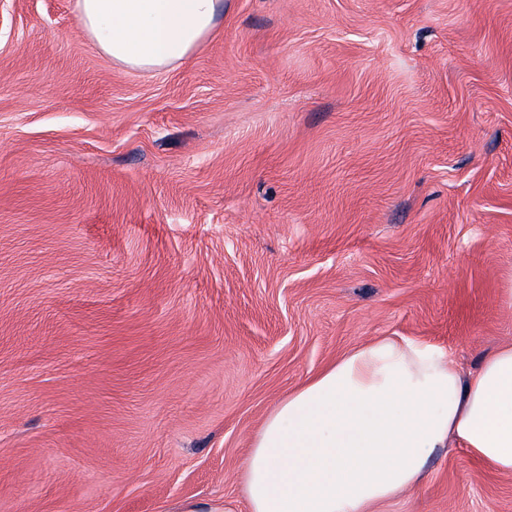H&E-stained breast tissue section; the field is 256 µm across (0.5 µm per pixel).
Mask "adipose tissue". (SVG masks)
I'll return each mask as SVG.
<instances>
[{
  "label": "adipose tissue",
  "mask_w": 512,
  "mask_h": 512,
  "mask_svg": "<svg viewBox=\"0 0 512 512\" xmlns=\"http://www.w3.org/2000/svg\"><path fill=\"white\" fill-rule=\"evenodd\" d=\"M85 36L122 69L183 61L214 33L222 0H75ZM441 448L512 474V345L461 373L447 350L381 336L267 413L244 461L250 512H374L420 486Z\"/></svg>",
  "instance_id": "adipose-tissue-1"
}]
</instances>
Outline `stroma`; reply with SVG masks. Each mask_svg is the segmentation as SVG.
Here are the masks:
<instances>
[{
  "label": "stroma",
  "mask_w": 512,
  "mask_h": 512,
  "mask_svg": "<svg viewBox=\"0 0 512 512\" xmlns=\"http://www.w3.org/2000/svg\"><path fill=\"white\" fill-rule=\"evenodd\" d=\"M512 0H224L154 72L0 0V512H249L269 409L379 336L512 341ZM378 512H512L459 448Z\"/></svg>",
  "instance_id": "1"
}]
</instances>
